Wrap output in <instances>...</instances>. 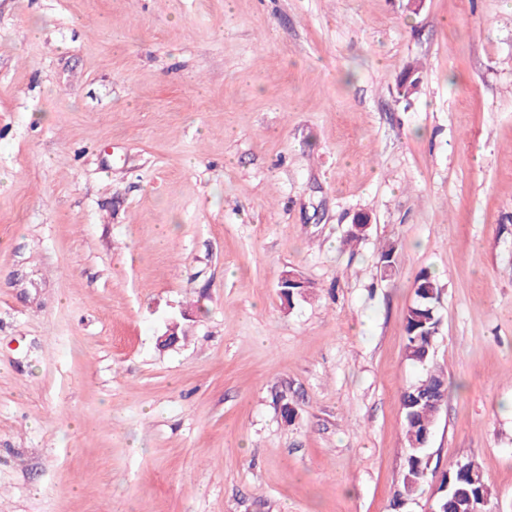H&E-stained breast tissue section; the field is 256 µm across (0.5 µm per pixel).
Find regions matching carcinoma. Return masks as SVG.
Returning a JSON list of instances; mask_svg holds the SVG:
<instances>
[{"mask_svg": "<svg viewBox=\"0 0 512 512\" xmlns=\"http://www.w3.org/2000/svg\"><path fill=\"white\" fill-rule=\"evenodd\" d=\"M420 84L418 69L405 70L395 83L397 98L410 101ZM416 301L405 317V357L422 375L404 389L401 404L405 421L407 456L397 496L413 499L428 478L426 451L437 414L447 390V375L433 363V345L440 320L436 303L442 288L432 272L422 269L414 279ZM495 497L478 463L457 461L443 472L434 512H494Z\"/></svg>", "mask_w": 512, "mask_h": 512, "instance_id": "1", "label": "carcinoma"}]
</instances>
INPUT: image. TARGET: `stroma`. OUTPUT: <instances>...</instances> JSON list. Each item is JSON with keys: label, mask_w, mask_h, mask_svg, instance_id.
<instances>
[{"label": "stroma", "mask_w": 512, "mask_h": 512, "mask_svg": "<svg viewBox=\"0 0 512 512\" xmlns=\"http://www.w3.org/2000/svg\"><path fill=\"white\" fill-rule=\"evenodd\" d=\"M406 3L0 0V512H430L460 460L512 512V0ZM420 74L417 68L405 70L395 83V93L398 99L409 101L418 93ZM414 284L417 299L408 309L404 323L405 357L423 372L401 394L407 456L397 493L400 502L413 500L428 478L426 451L448 386L444 369L433 363V345L440 325L435 305L442 288L426 269L416 274ZM427 394L431 398L424 399Z\"/></svg>", "instance_id": "stroma-1"}]
</instances>
